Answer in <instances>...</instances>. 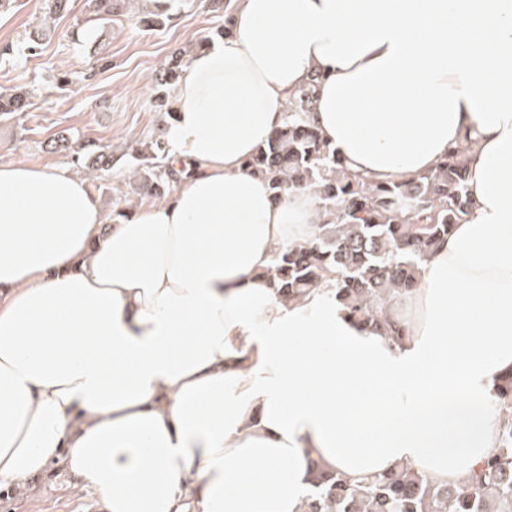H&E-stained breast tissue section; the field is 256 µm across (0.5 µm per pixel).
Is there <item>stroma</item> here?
I'll use <instances>...</instances> for the list:
<instances>
[{
    "mask_svg": "<svg viewBox=\"0 0 512 512\" xmlns=\"http://www.w3.org/2000/svg\"><path fill=\"white\" fill-rule=\"evenodd\" d=\"M45 0H14L0 15V47L15 54L0 61V89L35 91L24 118L0 117V162L61 165L85 175L71 158L52 152V139L65 137L93 157L112 146V169L91 179L104 207L116 211L151 203L128 179L124 150L130 139H166L170 119L153 103L156 79L173 51L189 50L212 37L224 23L223 11L209 0H173L174 18L160 29H146L119 17L105 25L85 21L86 0H69L50 27H42ZM35 52H28L30 40ZM64 468L20 483L0 482V512H105L91 490L75 491Z\"/></svg>",
    "mask_w": 512,
    "mask_h": 512,
    "instance_id": "stroma-1",
    "label": "stroma"
}]
</instances>
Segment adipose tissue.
Instances as JSON below:
<instances>
[{
    "label": "adipose tissue",
    "mask_w": 512,
    "mask_h": 512,
    "mask_svg": "<svg viewBox=\"0 0 512 512\" xmlns=\"http://www.w3.org/2000/svg\"><path fill=\"white\" fill-rule=\"evenodd\" d=\"M184 68L171 200L109 216L63 166L0 163V481L54 461L108 512H302L310 465L453 484L497 448L512 372V0H234ZM320 75L350 171L432 170L477 143L465 222L394 306L392 342L324 292L279 300L274 251L314 207L244 161Z\"/></svg>",
    "instance_id": "ef3b65f1"
}]
</instances>
